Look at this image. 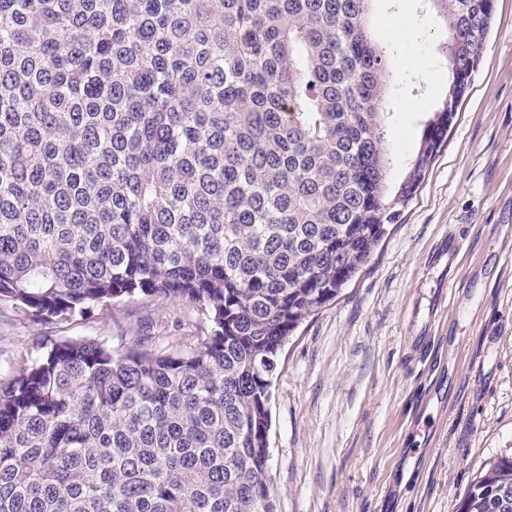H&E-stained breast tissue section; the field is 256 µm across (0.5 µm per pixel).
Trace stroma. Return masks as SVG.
I'll return each mask as SVG.
<instances>
[{
    "instance_id": "35a3bbf8",
    "label": "stroma",
    "mask_w": 512,
    "mask_h": 512,
    "mask_svg": "<svg viewBox=\"0 0 512 512\" xmlns=\"http://www.w3.org/2000/svg\"><path fill=\"white\" fill-rule=\"evenodd\" d=\"M391 47L398 182L448 83V34L418 0H372ZM187 307L151 308L170 348ZM124 306L58 326L0 307V364L37 336L117 339ZM269 476L278 512H453L489 460L512 452V0L400 223L336 302L285 346L272 380Z\"/></svg>"
}]
</instances>
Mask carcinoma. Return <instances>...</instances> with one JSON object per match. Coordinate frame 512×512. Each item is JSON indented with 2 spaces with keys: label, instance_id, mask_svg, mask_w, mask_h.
I'll return each mask as SVG.
<instances>
[{
  "label": "carcinoma",
  "instance_id": "carcinoma-1",
  "mask_svg": "<svg viewBox=\"0 0 512 512\" xmlns=\"http://www.w3.org/2000/svg\"><path fill=\"white\" fill-rule=\"evenodd\" d=\"M371 0H0V307L186 304L193 347L37 336L0 379V512H277L283 347L399 223L494 0H422L452 78L409 171ZM455 512H512V455Z\"/></svg>",
  "mask_w": 512,
  "mask_h": 512
}]
</instances>
